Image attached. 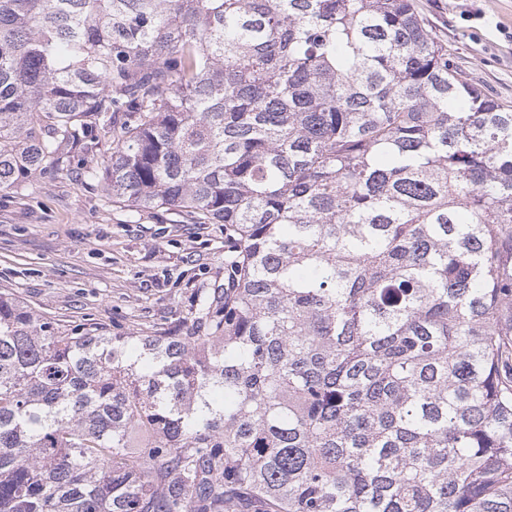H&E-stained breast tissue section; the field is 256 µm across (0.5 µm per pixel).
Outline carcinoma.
<instances>
[{"label": "carcinoma", "instance_id": "1", "mask_svg": "<svg viewBox=\"0 0 512 512\" xmlns=\"http://www.w3.org/2000/svg\"><path fill=\"white\" fill-rule=\"evenodd\" d=\"M103 138L224 282L156 336L0 293V512H512V109L414 0H0V191Z\"/></svg>", "mask_w": 512, "mask_h": 512}]
</instances>
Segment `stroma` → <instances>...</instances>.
I'll list each match as a JSON object with an SVG mask.
<instances>
[{"mask_svg":"<svg viewBox=\"0 0 512 512\" xmlns=\"http://www.w3.org/2000/svg\"><path fill=\"white\" fill-rule=\"evenodd\" d=\"M467 76L512 109V0H416ZM224 280V227L114 202L63 163L0 192V292L70 330L147 336Z\"/></svg>","mask_w":512,"mask_h":512,"instance_id":"stroma-1","label":"stroma"}]
</instances>
